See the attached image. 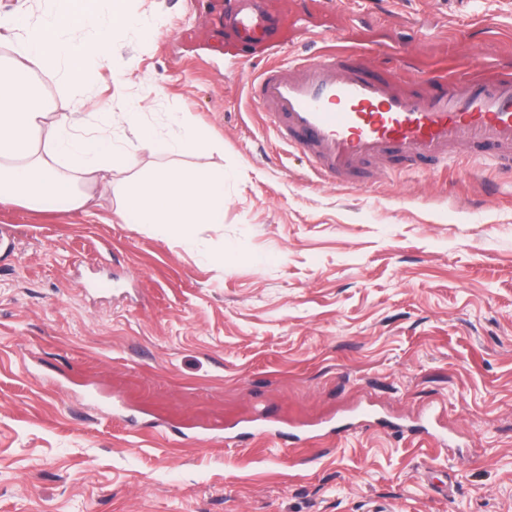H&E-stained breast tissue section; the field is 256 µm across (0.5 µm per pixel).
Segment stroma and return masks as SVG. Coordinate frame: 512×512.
<instances>
[{
  "label": "stroma",
  "mask_w": 512,
  "mask_h": 512,
  "mask_svg": "<svg viewBox=\"0 0 512 512\" xmlns=\"http://www.w3.org/2000/svg\"><path fill=\"white\" fill-rule=\"evenodd\" d=\"M221 2L130 0L155 31L115 40L82 119L189 114L211 148L112 185L223 169V223L0 207V512H512V168L463 142L325 183L247 100ZM334 30L379 67L464 34L512 68V0H311L280 60Z\"/></svg>",
  "instance_id": "1"
}]
</instances>
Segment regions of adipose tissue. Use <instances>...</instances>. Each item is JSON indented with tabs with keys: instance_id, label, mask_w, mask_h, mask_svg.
<instances>
[{
	"instance_id": "ef3b65f1",
	"label": "adipose tissue",
	"mask_w": 512,
	"mask_h": 512,
	"mask_svg": "<svg viewBox=\"0 0 512 512\" xmlns=\"http://www.w3.org/2000/svg\"><path fill=\"white\" fill-rule=\"evenodd\" d=\"M97 34L89 40L75 34L88 22ZM143 22L128 9V0H112L106 12L92 0H57L37 20L14 17L0 23L11 32L14 54L0 58V204L67 214L92 213L97 197L91 186L117 165L133 166L139 150L185 155L208 149L209 135L187 116L174 114L179 132L158 135L142 124L139 113L108 115L109 123L128 128L122 143L83 126L75 116L86 107L80 88L89 86L99 65L112 61L114 37ZM58 74L72 84L71 111L59 114L36 106L37 75ZM64 159L65 169L54 166ZM116 215L124 224H147L162 233L188 239L198 224L224 221V172L181 167L142 172L122 188Z\"/></svg>"
}]
</instances>
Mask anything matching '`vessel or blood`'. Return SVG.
Returning <instances> with one entry per match:
<instances>
[{"label":"vessel or blood","instance_id":"b4317fda","mask_svg":"<svg viewBox=\"0 0 512 512\" xmlns=\"http://www.w3.org/2000/svg\"><path fill=\"white\" fill-rule=\"evenodd\" d=\"M224 16L237 38L270 51L288 35L284 13L269 4L227 0ZM371 51L363 41L331 44L286 66L263 65L248 98L328 180L388 158L441 164L462 141L512 164V71L476 67L453 81L414 71L402 79L372 66Z\"/></svg>","mask_w":512,"mask_h":512}]
</instances>
